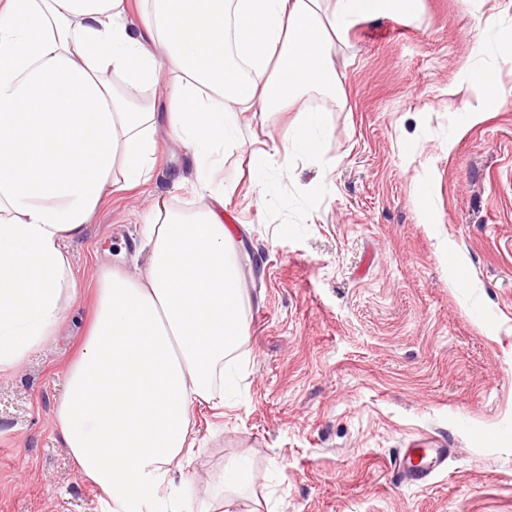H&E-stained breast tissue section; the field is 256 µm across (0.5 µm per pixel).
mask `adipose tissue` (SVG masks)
Returning a JSON list of instances; mask_svg holds the SVG:
<instances>
[{"label": "adipose tissue", "instance_id": "obj_1", "mask_svg": "<svg viewBox=\"0 0 512 512\" xmlns=\"http://www.w3.org/2000/svg\"><path fill=\"white\" fill-rule=\"evenodd\" d=\"M417 0H0V375L54 337L77 293L66 240L111 192L148 181L159 129L189 150L202 205L154 202L143 276L98 275L95 312L56 404V424L108 512H195L176 487L196 405L223 399L247 297L224 188L211 175L246 114L336 100V42L364 17ZM469 82L482 106L494 49L478 44ZM325 112L306 109L251 162L264 198L272 159L316 155ZM144 454L130 465L135 449Z\"/></svg>", "mask_w": 512, "mask_h": 512}]
</instances>
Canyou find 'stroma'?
I'll return each instance as SVG.
<instances>
[{
  "instance_id": "1",
  "label": "stroma",
  "mask_w": 512,
  "mask_h": 512,
  "mask_svg": "<svg viewBox=\"0 0 512 512\" xmlns=\"http://www.w3.org/2000/svg\"><path fill=\"white\" fill-rule=\"evenodd\" d=\"M500 19L488 29L482 19ZM512 45V0H419L358 20L336 47L343 98L315 94L243 125L224 200L243 286L244 355L223 408L197 405L184 465L195 506L222 512L232 460L243 512H512V94L493 112L467 80L480 41ZM327 108L317 157L249 159L304 108ZM152 179L107 196L66 251L81 293L57 335L0 377V512H102L68 455L56 400L91 314L94 274H136L153 200L200 206L187 151L160 137ZM429 193H420V186ZM449 448L422 490L400 449ZM247 479H249V470L244 463L236 462L226 466L220 480L224 494L237 492L240 482Z\"/></svg>"
}]
</instances>
